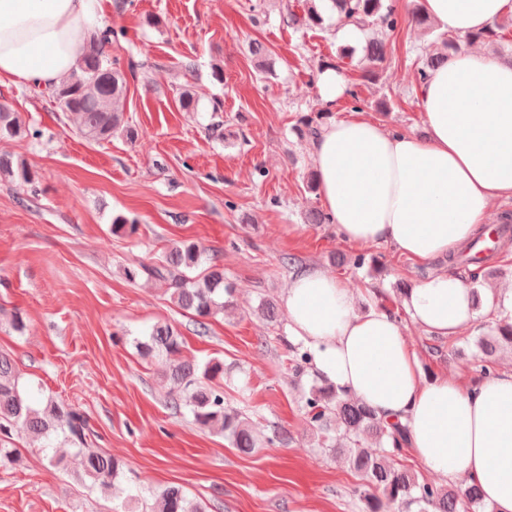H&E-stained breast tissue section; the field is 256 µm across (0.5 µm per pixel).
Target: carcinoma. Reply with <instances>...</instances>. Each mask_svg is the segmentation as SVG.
<instances>
[{
	"label": "carcinoma",
	"mask_w": 512,
	"mask_h": 512,
	"mask_svg": "<svg viewBox=\"0 0 512 512\" xmlns=\"http://www.w3.org/2000/svg\"><path fill=\"white\" fill-rule=\"evenodd\" d=\"M330 9L337 14L336 25L352 24L362 31L381 26L393 32L409 20L418 24L426 22L421 9H414L403 18L388 0H329ZM283 22L293 28H311L324 23L315 0L300 15L287 11ZM512 19L496 22L490 28L466 36L471 41H483L504 50ZM117 33L106 27L90 41L79 64L61 85L46 91L48 98L73 122L76 132L88 141L109 142L123 128L120 104L125 99L127 74L110 49ZM447 53L432 55L417 70V81L423 82L448 59L459 51L454 36L446 39ZM387 52L383 40L370 38L364 46L367 62L366 77L375 76V68L383 62ZM177 101L184 112H195L198 100L185 87H178ZM329 113L320 112L311 117L298 118L295 130L301 139L317 135ZM21 113L0 106V138H25L36 136ZM19 179L25 184L34 181V174L24 161H13L0 156V177ZM480 238L471 240L463 249L448 256V265L489 267L490 257L474 260L472 250ZM204 250L194 242H178L168 247L154 264L138 263L125 269L127 279L134 282L142 277L166 286V293L182 311L192 316L194 331L199 336L209 332L212 318L232 305L233 289L224 284V265L218 258L208 259V266L196 276L190 272L200 266ZM258 313L269 325L279 321V310L267 299L260 301ZM494 341L479 340V348L487 356L497 345L505 343L512 348V323L497 324ZM140 356L155 354L165 356L167 364L164 378L170 385V407L178 412L186 409L193 422L201 429L227 435L233 447L243 454H250L261 445L283 443L287 435L272 427L264 439H259L248 418L240 411L225 405L224 387L213 380L224 377V362L210 359L201 364L184 355V341L179 329L169 323H157L150 333L135 340ZM309 356L299 345L288 349L289 368L300 378L308 370ZM303 409L310 428L318 437L321 448L346 455L360 484L356 489L364 505V512H484L481 491L471 485L466 488L443 486L419 479L397 466L396 458L407 443L406 429L399 423L388 424L379 419L363 402L347 396L333 386L313 381L304 394ZM23 433L33 441H48L63 437L74 446L81 458L79 479L89 488L101 487L118 490V479L123 473V463L99 448L89 447L91 431L88 418L62 401L49 399L38 407L31 401L10 354L0 352V466L20 462L19 451L6 447V439L13 433ZM128 512H207L202 500L188 498L179 485H170L151 493L147 501L139 495L126 499Z\"/></svg>",
	"instance_id": "carcinoma-1"
}]
</instances>
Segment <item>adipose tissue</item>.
Here are the masks:
<instances>
[{
	"mask_svg": "<svg viewBox=\"0 0 512 512\" xmlns=\"http://www.w3.org/2000/svg\"><path fill=\"white\" fill-rule=\"evenodd\" d=\"M421 6L459 36L512 12V0ZM102 26L100 0H0V87L61 84ZM418 98L425 137L354 112L322 125L311 151L337 237L386 244L424 264L472 238L494 202L512 199V62L459 52L420 84ZM282 303L289 341L303 344L322 379L401 422L426 472L476 485L493 512H512V370L469 387L426 379L401 325L380 308L357 311L351 290L314 265L293 274ZM402 305L437 336L476 320L471 290L451 270L429 275Z\"/></svg>",
	"mask_w": 512,
	"mask_h": 512,
	"instance_id": "adipose-tissue-1",
	"label": "adipose tissue"
}]
</instances>
